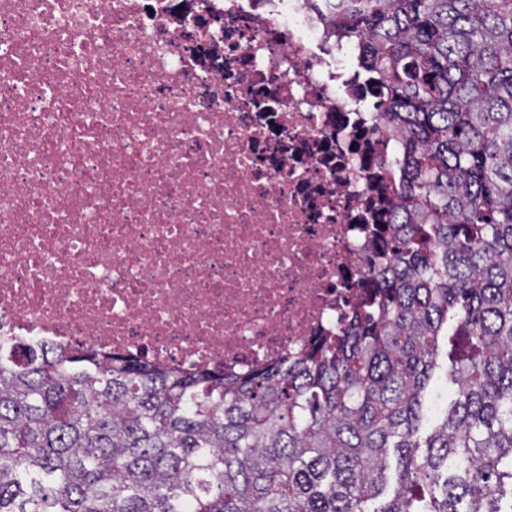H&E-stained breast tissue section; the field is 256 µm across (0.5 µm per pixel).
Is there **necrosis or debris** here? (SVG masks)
<instances>
[{"instance_id":"obj_1","label":"necrosis or debris","mask_w":512,"mask_h":512,"mask_svg":"<svg viewBox=\"0 0 512 512\" xmlns=\"http://www.w3.org/2000/svg\"><path fill=\"white\" fill-rule=\"evenodd\" d=\"M333 0H0V336L243 369L334 332L390 223Z\"/></svg>"}]
</instances>
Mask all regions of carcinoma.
<instances>
[{
    "mask_svg": "<svg viewBox=\"0 0 512 512\" xmlns=\"http://www.w3.org/2000/svg\"><path fill=\"white\" fill-rule=\"evenodd\" d=\"M400 140L336 334L244 373L0 336V512H512V0H335ZM457 385L421 437L437 336Z\"/></svg>",
    "mask_w": 512,
    "mask_h": 512,
    "instance_id": "cac0c4a2",
    "label": "carcinoma"
}]
</instances>
